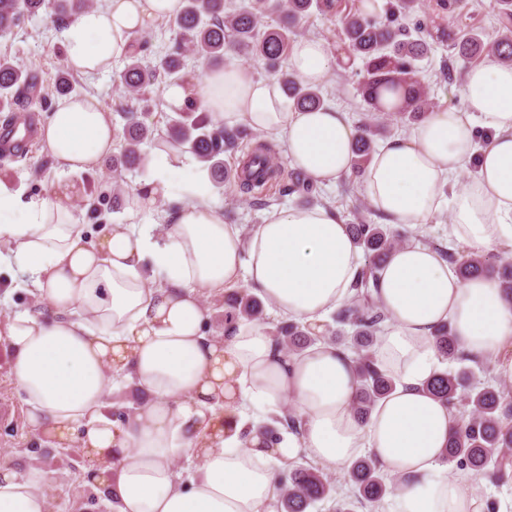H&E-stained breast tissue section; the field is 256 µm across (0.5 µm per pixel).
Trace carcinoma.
Listing matches in <instances>:
<instances>
[{
    "mask_svg": "<svg viewBox=\"0 0 512 512\" xmlns=\"http://www.w3.org/2000/svg\"><path fill=\"white\" fill-rule=\"evenodd\" d=\"M417 0H389L385 16L352 10L344 0H251L237 8L226 0H185L181 13L171 26L175 31L156 65L143 62V44L135 40L124 56L119 72L120 85L138 108L127 111L123 126L124 147L112 156V169H132L139 164L141 145L152 140L153 127L146 122L149 101L146 92L158 82L186 77L184 53L187 49L199 58L221 65L227 47L240 56L264 62L266 70L292 100L294 108L316 109L324 105L320 91L300 84L288 71L286 61L300 24L312 11L341 18L339 41L350 66L361 62L363 71L359 93L372 113V119L358 126L350 173L359 177L376 151V138L388 129L386 122H418L424 119L432 102L428 86L419 75L417 62L427 57L436 42H448L453 59L448 61L444 77L453 80L454 62H471L492 57L512 63V0H490L497 16L498 36L484 41L481 33L453 25L451 19L466 13L473 0H440L438 6L448 12L447 26L418 24L417 37L408 29ZM89 7L88 0H0V40H12L22 23L41 12L52 13L55 24ZM276 16L275 25L263 29L260 21ZM404 98L405 105L385 116L381 102L385 95ZM47 102L40 72L8 57H0V130L10 127L18 112H37ZM167 143L191 153L219 182L230 179L224 154L242 152L237 173L243 192L260 204L271 202L272 190L308 200L316 186L299 170L289 172L269 165L272 145L254 137L244 126L227 129L224 122L196 112L191 104L171 119ZM352 237L363 249L367 262L361 267L350 306L337 314L339 322L353 329L354 361L361 378L359 398L353 407L357 418L368 419L375 404L395 387V378L376 364V336L388 315L371 293L382 264L393 249L404 242L386 224L361 221L349 225ZM448 260L463 279L483 273L496 274L504 298L512 303V257L505 254L495 261L484 254L469 252L460 257L447 251ZM264 324V302L242 290L229 296L224 309V331L232 319ZM276 344L289 354H299L317 340L303 325L278 326ZM435 347L444 361L464 362L463 354L448 327L435 333ZM426 390L457 413V423L448 439L446 457L462 468H469L493 480L512 470V393L502 387L476 381L474 373L462 367L452 374L436 371L424 382ZM344 483L352 490L341 494L320 470L296 465L282 487L281 512H307L317 501L333 502V512H357L364 508L377 512L384 497L391 492L389 478L370 456L360 457L346 468Z\"/></svg>",
    "mask_w": 512,
    "mask_h": 512,
    "instance_id": "1",
    "label": "carcinoma"
}]
</instances>
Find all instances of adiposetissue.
<instances>
[{"label":"adipose tissue","mask_w":512,"mask_h":512,"mask_svg":"<svg viewBox=\"0 0 512 512\" xmlns=\"http://www.w3.org/2000/svg\"><path fill=\"white\" fill-rule=\"evenodd\" d=\"M182 6L103 0L64 20L69 68L110 71L148 22ZM337 63L316 38L296 42L288 57L289 70L313 87ZM191 102L225 126L284 140L290 163L318 185L349 170L356 129L345 112L291 109L278 83L235 57L203 78L167 83L159 108L178 112ZM40 139L62 167L83 172L111 156L116 131L96 97L81 94L56 103ZM472 162L474 177L459 185ZM148 164L122 219L93 242L72 209L75 185L28 197L0 178V272L21 274L39 304L0 318V348L35 433L94 458L83 484L107 488L113 512H278L279 466L302 454L333 470L368 452L397 479L396 512H478L482 479L444 460L455 419L423 383L443 324L461 351L494 360L512 380V306L495 277L461 280L418 243L388 257L376 290L388 315L376 358L397 384L362 422L351 411L357 366L343 347L320 341L289 357L265 328L242 320L231 335H209L198 295L244 282L282 318L321 331L351 299L361 267L336 209L275 207L246 233L225 222L186 155L157 146ZM362 189L385 223L421 227L446 208L449 240L483 253L512 246V64L470 69L460 106L389 138ZM175 192L178 207L158 208ZM119 385L139 400L125 422L111 412ZM289 398L298 429L270 440L266 430ZM48 482L40 467L0 464V512H49Z\"/></svg>","instance_id":"adipose-tissue-1"}]
</instances>
